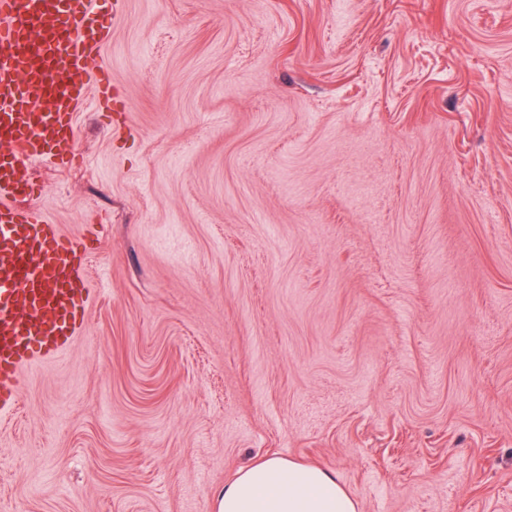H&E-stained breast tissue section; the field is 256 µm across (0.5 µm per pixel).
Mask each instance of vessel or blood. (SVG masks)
<instances>
[{"label":"vessel or blood","instance_id":"obj_1","mask_svg":"<svg viewBox=\"0 0 512 512\" xmlns=\"http://www.w3.org/2000/svg\"><path fill=\"white\" fill-rule=\"evenodd\" d=\"M111 22L90 0H0V412L17 403L18 378L35 359L79 335L89 296L88 252L26 208L28 162L75 150V115L91 82L112 83L90 63Z\"/></svg>","mask_w":512,"mask_h":512}]
</instances>
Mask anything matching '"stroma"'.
<instances>
[{
    "mask_svg": "<svg viewBox=\"0 0 512 512\" xmlns=\"http://www.w3.org/2000/svg\"><path fill=\"white\" fill-rule=\"evenodd\" d=\"M81 333L0 415V512H213L272 451L358 512H512V0H93Z\"/></svg>",
    "mask_w": 512,
    "mask_h": 512,
    "instance_id": "1",
    "label": "stroma"
}]
</instances>
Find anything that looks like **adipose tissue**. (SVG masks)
I'll return each mask as SVG.
<instances>
[{
	"mask_svg": "<svg viewBox=\"0 0 512 512\" xmlns=\"http://www.w3.org/2000/svg\"><path fill=\"white\" fill-rule=\"evenodd\" d=\"M214 512H357L335 473L277 454L240 468L215 499Z\"/></svg>",
	"mask_w": 512,
	"mask_h": 512,
	"instance_id": "adipose-tissue-1",
	"label": "adipose tissue"
}]
</instances>
